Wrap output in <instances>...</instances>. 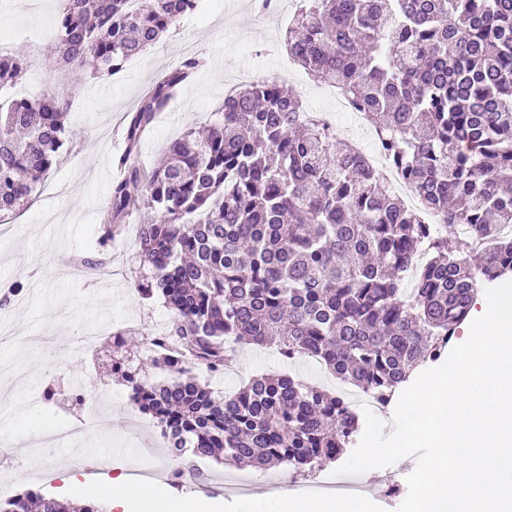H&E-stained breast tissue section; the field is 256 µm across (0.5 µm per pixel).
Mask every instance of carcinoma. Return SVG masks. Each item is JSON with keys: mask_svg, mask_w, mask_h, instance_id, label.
<instances>
[{"mask_svg": "<svg viewBox=\"0 0 512 512\" xmlns=\"http://www.w3.org/2000/svg\"><path fill=\"white\" fill-rule=\"evenodd\" d=\"M199 0H66L55 18L56 64L93 61L120 73ZM310 78L334 83L371 118L392 165L425 209L409 210L353 145L303 117L280 81L239 87L153 167L129 163L159 112L197 70L187 58L128 117L124 176L112 184L104 247L132 206L139 225L136 288L174 312L172 347L111 368L133 408L168 437L169 456L303 474L352 445L360 416L336 393L275 375L231 394L193 373L243 344L287 360L316 358L342 382L389 402L413 371L447 357L480 289L512 274V0H303L286 34ZM25 70L0 54V85ZM0 99V216L32 199L65 145V98ZM466 224L486 243L461 238ZM161 364L166 377L149 380ZM0 512H71L30 490Z\"/></svg>", "mask_w": 512, "mask_h": 512, "instance_id": "carcinoma-1", "label": "carcinoma"}]
</instances>
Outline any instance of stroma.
Returning a JSON list of instances; mask_svg holds the SVG:
<instances>
[{
    "mask_svg": "<svg viewBox=\"0 0 512 512\" xmlns=\"http://www.w3.org/2000/svg\"><path fill=\"white\" fill-rule=\"evenodd\" d=\"M301 0H277L268 20H260L253 0H200L197 10L182 18L169 36L131 58L120 77H86L68 106V141L57 165L35 191V203L13 217L17 235L0 242V290L22 286L23 302L0 306V323L24 329L28 335L74 336L91 322L138 320L141 334L157 323H169L173 313L161 300L146 301L136 290L130 255L111 250L112 261L100 282L80 283L68 275L77 255L96 248L109 206L115 168L127 147L125 116L138 105L154 82L185 57L200 60L199 71L158 116L151 134L143 141L139 157L145 162L160 158L166 145L189 128L207 123L210 112L224 102L228 83L250 74L276 70L280 79L300 95L306 109L320 110L329 101L305 71L294 65L281 47V36ZM59 0H0V51L23 57L25 77L0 90L2 96L38 97L59 91L68 82L64 70L52 59L56 44L52 20ZM21 369V377H7L8 391L0 394V500L21 493L15 474L31 466V487L55 496L66 476L55 458L64 449L47 453L33 446L31 437L45 425L65 426L73 415L69 407H46L32 399L46 385L70 379L83 389L88 404L106 406L112 419L109 430L81 440L85 457L93 462V479L108 490L116 473L101 466L99 447L112 448L111 458L136 468L152 463L158 470L169 466L165 449L156 447L149 418L129 409L127 391L111 377L106 361L91 358L58 365L48 346L19 341L0 343V368ZM292 374L314 382L305 361L282 359L275 349L239 347L234 370L225 372L221 384L232 391L257 375ZM239 475L251 478L244 498L224 496L222 480ZM281 468L261 469L237 465L213 466L205 484L177 485L156 479V486L171 492L184 512H252L259 494L272 478H288Z\"/></svg>",
    "mask_w": 512,
    "mask_h": 512,
    "instance_id": "obj_1",
    "label": "stroma"
}]
</instances>
